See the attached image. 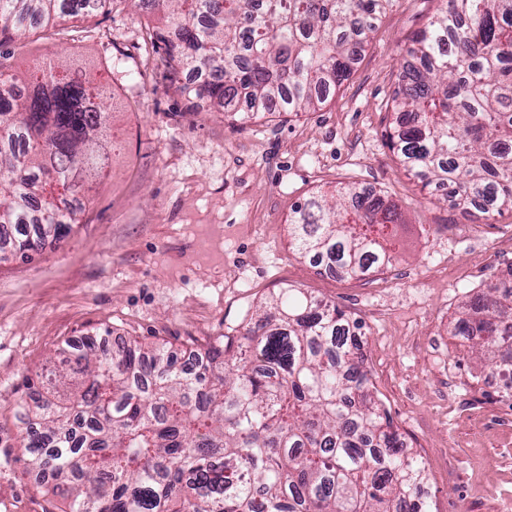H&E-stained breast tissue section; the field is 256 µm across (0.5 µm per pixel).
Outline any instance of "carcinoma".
<instances>
[{
    "label": "carcinoma",
    "instance_id": "cac0c4a2",
    "mask_svg": "<svg viewBox=\"0 0 512 512\" xmlns=\"http://www.w3.org/2000/svg\"><path fill=\"white\" fill-rule=\"evenodd\" d=\"M116 0H0V35L91 15ZM394 0H152L171 73L227 114L301 112L348 78ZM392 148L425 185L489 220L512 209V0H441L406 48ZM0 64V253L28 257L77 223L61 207L100 177L112 96L39 68L26 92ZM62 186L47 202L46 187ZM400 206L347 184L288 220L291 248L360 279L393 261ZM453 335L512 375V280L465 303ZM361 326L283 288L236 336L189 350L155 342L59 351L17 410L20 447L70 512H429L425 467L373 396Z\"/></svg>",
    "mask_w": 512,
    "mask_h": 512
}]
</instances>
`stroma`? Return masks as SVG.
I'll return each mask as SVG.
<instances>
[{
    "label": "stroma",
    "instance_id": "35a3bbf8",
    "mask_svg": "<svg viewBox=\"0 0 512 512\" xmlns=\"http://www.w3.org/2000/svg\"><path fill=\"white\" fill-rule=\"evenodd\" d=\"M437 8L394 0L319 109L246 120L189 99L193 73L169 80L140 0L0 40L6 71L60 56L119 105L107 176L66 203L77 224L31 259H0V512L68 507L30 470L15 418L59 348L106 336L180 356L237 333L287 287L361 324L365 367L425 465L431 512H512V399L450 333L461 303L512 271V213L465 221L388 140L405 49ZM346 182L383 191L404 220L391 267L360 280L326 276L288 242L291 209Z\"/></svg>",
    "mask_w": 512,
    "mask_h": 512
}]
</instances>
